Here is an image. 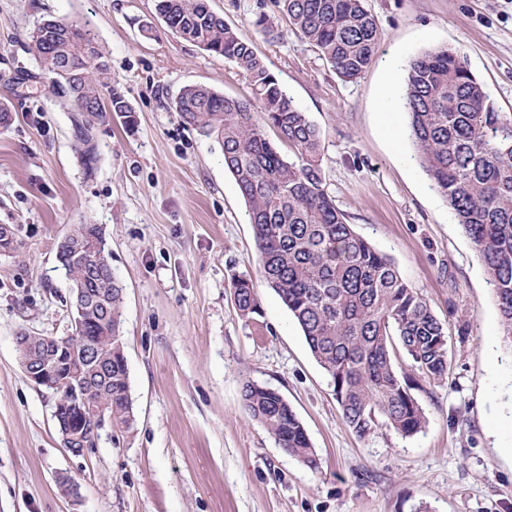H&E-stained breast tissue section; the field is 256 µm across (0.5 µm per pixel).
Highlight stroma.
Masks as SVG:
<instances>
[{"label":"stroma","instance_id":"obj_1","mask_svg":"<svg viewBox=\"0 0 512 512\" xmlns=\"http://www.w3.org/2000/svg\"><path fill=\"white\" fill-rule=\"evenodd\" d=\"M251 37L281 86L323 132V186L348 224L389 256L448 336V371L413 394L425 428L358 437L324 370L259 272L248 211L217 142L182 124L175 99L201 84L248 100L235 63L167 30L155 0H0V512H512V344L484 266L416 164L407 117L381 112L421 53L458 49L500 112L512 113V0H365L375 59L342 80L274 0H209ZM267 15L272 33L253 25ZM89 24L108 83L134 110L96 131L86 172L66 105L28 34L44 19ZM399 68L387 72L386 62ZM397 135H390L388 125ZM102 225L124 285L123 334L136 422L94 448H64L55 397L25 377L16 336L72 332L58 241ZM252 279L258 312L236 309ZM277 390L319 459L310 469L252 420L245 380ZM71 479L76 491L63 493ZM234 300L240 315L249 318L257 313V300L250 278L238 277L233 282Z\"/></svg>","mask_w":512,"mask_h":512}]
</instances>
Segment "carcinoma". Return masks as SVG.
Returning <instances> with one entry per match:
<instances>
[{
	"instance_id": "cac0c4a2",
	"label": "carcinoma",
	"mask_w": 512,
	"mask_h": 512,
	"mask_svg": "<svg viewBox=\"0 0 512 512\" xmlns=\"http://www.w3.org/2000/svg\"><path fill=\"white\" fill-rule=\"evenodd\" d=\"M293 28L345 80L373 61L380 32L364 0H277ZM166 28L186 41L235 63L249 77L253 100L224 96L203 85L182 88L181 122L217 141L224 168L248 207L261 273L300 326L308 348L333 387L343 418L361 438L385 426L407 437L426 423L412 387L398 375L392 353L403 352L430 381L448 371V341L430 306L377 251L346 223L323 186V134L279 85L252 40L229 27L207 0H156ZM42 73L74 115L73 135L85 170L98 161L92 131L110 112L132 118L124 97L102 88L108 62L89 29L45 19L29 33ZM403 108L409 116L414 159L471 240L493 286L505 339L512 342V114L497 112L461 53L449 47L421 54L409 64ZM275 130L294 148L284 159L270 142ZM99 224H76L69 241ZM57 260L71 294L89 305L69 336L28 330L16 336L19 363L54 374L41 383L59 402L62 422L92 435L86 405L103 407L112 430L132 428L135 415L123 347L124 286L110 252L62 251ZM240 315L257 313L251 279L234 280ZM242 400L288 455L318 467L307 431L276 390L248 380Z\"/></svg>"
}]
</instances>
